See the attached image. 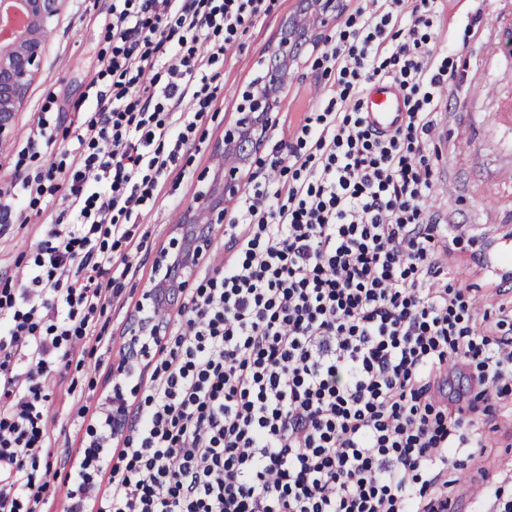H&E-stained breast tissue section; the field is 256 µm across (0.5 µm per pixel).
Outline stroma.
Wrapping results in <instances>:
<instances>
[{
    "label": "stroma",
    "instance_id": "stroma-1",
    "mask_svg": "<svg viewBox=\"0 0 512 512\" xmlns=\"http://www.w3.org/2000/svg\"><path fill=\"white\" fill-rule=\"evenodd\" d=\"M266 5V12L239 34L231 52L215 65L221 93L193 133L188 151L172 163L158 188L153 209L132 225L133 241L140 243L141 250L117 297L97 315L94 336L81 343L78 354L57 360L51 368V395L46 404L51 430L47 461L58 472H67L74 462L75 449L84 446L115 385H122L132 405L144 399L155 367L153 358H143L133 377L120 380L112 374L113 364L126 348L123 329L159 277L156 258L177 236L183 207L192 204L198 192L217 179L221 160L215 145L236 118L242 90L265 69L268 47L297 2L267 0ZM470 9V0H451L447 13L435 26L440 48L465 44L468 65L465 91L448 99L443 124L446 151L433 203L446 210L457 233L465 235V252L481 248L489 254L497 237L512 234V127L500 121L502 114H512V54L499 43L501 31L512 23V0H485L486 20L473 35L466 31ZM111 20L112 0H69L49 27L37 75L8 137L15 152L0 158V176L9 175L18 164L34 174L43 161H68L82 152L72 120L75 113L88 111L89 86L103 82L99 58L109 49L105 33ZM321 52L318 46L304 49L280 97L276 123L267 132L265 148L287 137L304 92L315 86L334 88L333 77L316 64ZM42 116L58 121L55 140L41 148L38 159L20 160L18 153ZM55 213L56 200L47 194L40 200L39 213L30 215L27 223L7 218L0 227V268L33 261L41 227L50 223ZM484 431L487 447L482 456L448 469L457 512H473L475 508L467 488L476 469L493 475L512 463V405L501 404L494 416L486 419Z\"/></svg>",
    "mask_w": 512,
    "mask_h": 512
}]
</instances>
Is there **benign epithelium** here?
<instances>
[{
  "label": "benign epithelium",
  "mask_w": 512,
  "mask_h": 512,
  "mask_svg": "<svg viewBox=\"0 0 512 512\" xmlns=\"http://www.w3.org/2000/svg\"><path fill=\"white\" fill-rule=\"evenodd\" d=\"M27 23L8 42L0 41V139L6 138L13 127L16 112L23 104L29 85L45 48V33L50 22L60 15L66 0H18ZM343 0H301L297 15L285 22L277 41L269 49V63L263 76L251 83L244 95L234 125L224 132V142L217 152L236 160V165L224 169L220 192L232 197L241 180V168L262 151L268 118L276 107L283 89V76L299 58L303 46L315 42L321 34L340 19ZM212 192L203 191L187 207L184 223L193 231L184 239H172L170 248L161 252L157 266L165 269L164 276L144 294L142 306L148 308L161 302L171 304L183 294L208 248L210 225L224 223V209L211 199ZM129 336L124 360L114 368V375L132 372L131 363L147 356V348L139 346L141 337L149 336L157 343L164 340L163 324L149 316L136 315L127 324ZM114 436L119 437L129 413V401L123 388L112 391Z\"/></svg>",
  "instance_id": "benign-epithelium-1"
}]
</instances>
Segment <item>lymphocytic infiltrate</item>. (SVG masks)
<instances>
[{"mask_svg": "<svg viewBox=\"0 0 512 512\" xmlns=\"http://www.w3.org/2000/svg\"><path fill=\"white\" fill-rule=\"evenodd\" d=\"M440 2L365 0L326 42L335 95L239 194L227 254L169 323L131 436L113 453L112 411L99 413L65 512H448L458 432L481 454L473 426L512 392V315L476 325L473 295L448 283L460 238L431 199L464 73L428 34ZM264 6L112 0L110 81L75 121L86 152L0 187V215L22 221L43 191L62 194L32 264L0 289V512H37L50 366L132 268L105 240L153 207L217 100L212 64ZM384 78L405 105L388 135L363 112Z\"/></svg>", "mask_w": 512, "mask_h": 512, "instance_id": "obj_1", "label": "lymphocytic infiltrate"}]
</instances>
